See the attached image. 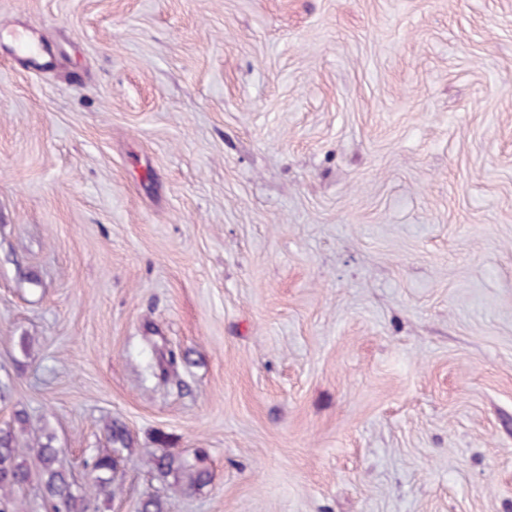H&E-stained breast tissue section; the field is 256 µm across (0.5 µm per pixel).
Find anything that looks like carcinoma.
<instances>
[{"label":"carcinoma","mask_w":512,"mask_h":512,"mask_svg":"<svg viewBox=\"0 0 512 512\" xmlns=\"http://www.w3.org/2000/svg\"><path fill=\"white\" fill-rule=\"evenodd\" d=\"M109 440L113 448L94 455L87 463L89 468L88 488L96 493L112 494V483L122 463V453L130 448V434L127 429L113 423L108 427ZM38 475L42 495L50 512H88L90 502L86 495L73 489V483L60 465V449L52 444V438L37 442ZM152 469L158 478H173L181 489L189 491L205 485L209 470L205 459L197 454L194 458L174 454L166 448H159L151 459ZM32 481V472L26 460L20 459L12 430L0 429V512H10L5 498Z\"/></svg>","instance_id":"obj_1"}]
</instances>
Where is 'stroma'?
I'll return each mask as SVG.
<instances>
[{"mask_svg": "<svg viewBox=\"0 0 512 512\" xmlns=\"http://www.w3.org/2000/svg\"><path fill=\"white\" fill-rule=\"evenodd\" d=\"M0 428L89 512H512V0H0ZM24 414L26 424L16 423ZM165 436L209 483L155 476ZM12 40L16 56L25 61L31 69L37 71L46 65L42 62V44L40 42L19 33L14 34ZM108 436L112 450L98 452L87 464L90 476L88 488L112 496V483L121 467L122 453L130 448V434L122 424L115 422L108 427ZM39 448H33L37 457L39 482L42 495L51 512H88L90 502L86 494L73 489V483L60 465V449L52 444V438L38 441ZM40 450V451H39Z\"/></svg>", "mask_w": 512, "mask_h": 512, "instance_id": "1", "label": "stroma"}]
</instances>
